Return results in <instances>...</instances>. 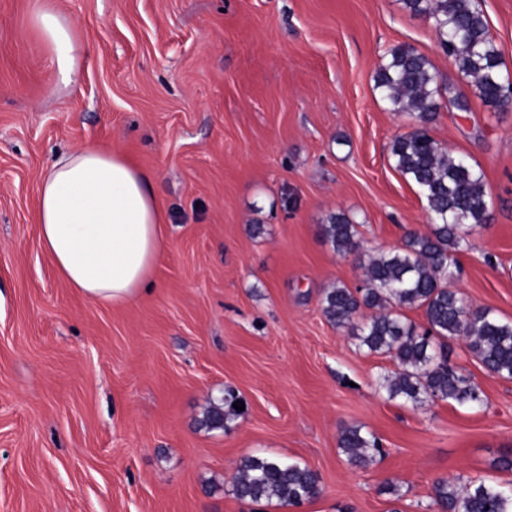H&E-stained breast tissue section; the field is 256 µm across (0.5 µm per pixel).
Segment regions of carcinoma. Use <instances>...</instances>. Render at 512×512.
I'll return each instance as SVG.
<instances>
[{"instance_id": "cac0c4a2", "label": "carcinoma", "mask_w": 512, "mask_h": 512, "mask_svg": "<svg viewBox=\"0 0 512 512\" xmlns=\"http://www.w3.org/2000/svg\"><path fill=\"white\" fill-rule=\"evenodd\" d=\"M414 15L429 20L443 52L457 71L471 78L475 95L486 106L500 107L507 87L501 54L476 0H403ZM376 89L393 112H408L415 121L391 145L395 168L418 188L426 201L429 231L410 234L404 245L370 259L368 288L360 296L344 286L322 298L326 320L350 335L370 353L389 355L396 370L383 377L391 400L414 407L444 401L479 406L483 392L473 379L448 363L438 340L461 338L469 352L493 375L512 379V322L492 310L472 308L448 288L459 271L456 254L468 248L459 234L466 224L487 221L484 175L478 165L448 153L426 129L440 104L441 87L430 60L414 47L390 49L379 66ZM327 240L340 253L359 247L356 225L332 215L324 225ZM423 309L427 327L408 321L402 309ZM362 308L375 310L363 325L354 322ZM235 394L227 390L203 416L211 429L224 428L236 415ZM339 447L353 466H365L383 453L378 438L359 427L344 429ZM321 492L316 471L296 461L271 456L241 458L232 494L241 500L299 507ZM432 505L438 512H512V487L481 477H441L432 483Z\"/></svg>"}]
</instances>
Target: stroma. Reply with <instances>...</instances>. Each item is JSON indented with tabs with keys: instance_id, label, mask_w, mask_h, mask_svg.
Returning a JSON list of instances; mask_svg holds the SVG:
<instances>
[{
	"instance_id": "stroma-1",
	"label": "stroma",
	"mask_w": 512,
	"mask_h": 512,
	"mask_svg": "<svg viewBox=\"0 0 512 512\" xmlns=\"http://www.w3.org/2000/svg\"><path fill=\"white\" fill-rule=\"evenodd\" d=\"M50 2L80 44L68 86L31 0H0V512H287L232 494L246 455L318 473L299 512H430L441 476L512 484V379L451 339L481 407L388 399L391 357L322 313L327 288L364 287L369 256L428 229L390 155L413 121L375 88L407 43L468 99L431 136L484 174L488 221L465 226L451 286L512 321V110L482 104L431 23L402 0ZM478 5L512 73V0ZM84 145L151 174L167 217L155 288L121 306L69 288L39 241L41 173ZM340 213L358 253L325 237ZM228 388L243 414L201 426ZM348 426L384 455L348 464Z\"/></svg>"
}]
</instances>
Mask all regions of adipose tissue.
Masks as SVG:
<instances>
[{
  "label": "adipose tissue",
  "mask_w": 512,
  "mask_h": 512,
  "mask_svg": "<svg viewBox=\"0 0 512 512\" xmlns=\"http://www.w3.org/2000/svg\"><path fill=\"white\" fill-rule=\"evenodd\" d=\"M34 19L62 84L77 69L72 24L49 0ZM39 240L62 280L91 301L119 306L151 290L166 244L151 178L123 154L96 146L60 153L42 172Z\"/></svg>",
  "instance_id": "ef3b65f1"
}]
</instances>
